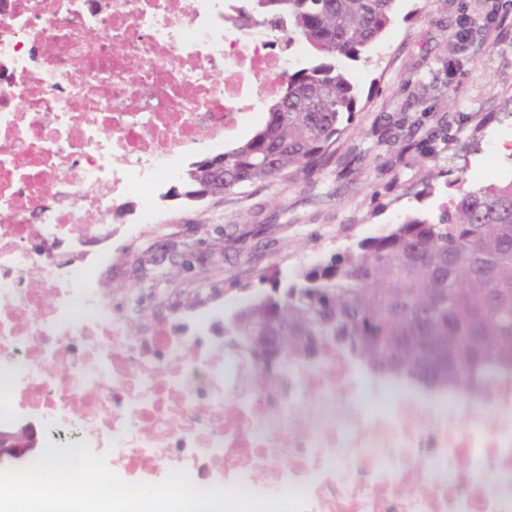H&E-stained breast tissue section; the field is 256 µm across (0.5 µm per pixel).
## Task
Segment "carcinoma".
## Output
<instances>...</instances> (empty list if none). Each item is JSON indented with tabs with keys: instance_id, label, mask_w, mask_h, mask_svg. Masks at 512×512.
I'll list each match as a JSON object with an SVG mask.
<instances>
[{
	"instance_id": "cac0c4a2",
	"label": "carcinoma",
	"mask_w": 512,
	"mask_h": 512,
	"mask_svg": "<svg viewBox=\"0 0 512 512\" xmlns=\"http://www.w3.org/2000/svg\"><path fill=\"white\" fill-rule=\"evenodd\" d=\"M239 14L301 41L321 62L288 74L268 119L222 152L224 191L315 174L336 163L354 86L334 60H355L391 24L397 0H250ZM218 156L190 164L202 184ZM239 301L224 319L233 337L269 320L288 337V363L309 360L295 336H328L369 374L430 392L484 391L512 376V180L467 192L437 219L409 216L361 239L292 282Z\"/></svg>"
}]
</instances>
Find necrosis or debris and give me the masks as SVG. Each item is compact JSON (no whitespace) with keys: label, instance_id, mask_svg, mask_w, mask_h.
I'll return each instance as SVG.
<instances>
[{"label":"necrosis or debris","instance_id":"necrosis-or-debris-1","mask_svg":"<svg viewBox=\"0 0 512 512\" xmlns=\"http://www.w3.org/2000/svg\"><path fill=\"white\" fill-rule=\"evenodd\" d=\"M239 3L0 0V428L36 419L129 483L183 470L306 512H512V377L429 396L328 345L254 396L209 314L129 333L100 298L108 255L72 258L123 196L141 199L132 237L156 224L201 143L276 93L300 44L272 51Z\"/></svg>","mask_w":512,"mask_h":512}]
</instances>
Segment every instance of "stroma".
I'll return each instance as SVG.
<instances>
[{"instance_id": "stroma-1", "label": "stroma", "mask_w": 512, "mask_h": 512, "mask_svg": "<svg viewBox=\"0 0 512 512\" xmlns=\"http://www.w3.org/2000/svg\"><path fill=\"white\" fill-rule=\"evenodd\" d=\"M488 0H397L384 36L359 60H340L355 86L357 110L339 141L340 160L322 173L184 198L185 175L161 202V228L130 239L140 200L100 216L109 240L88 235L81 250L111 252L100 288L126 306L131 330L209 306L228 314L243 293L264 290L262 274L290 278L409 216H437L462 191L512 180L485 158L512 139V23L486 20ZM476 25L466 44L461 13ZM461 87L451 93L449 68ZM176 241L173 259L158 244Z\"/></svg>"}]
</instances>
